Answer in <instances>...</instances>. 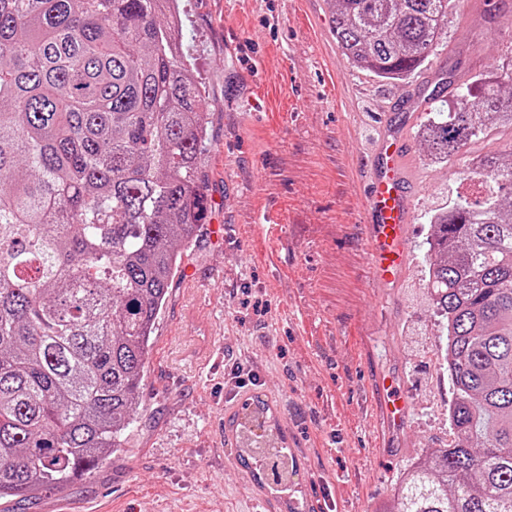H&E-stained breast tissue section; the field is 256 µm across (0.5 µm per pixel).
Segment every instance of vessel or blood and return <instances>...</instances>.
Listing matches in <instances>:
<instances>
[{"mask_svg":"<svg viewBox=\"0 0 512 512\" xmlns=\"http://www.w3.org/2000/svg\"><path fill=\"white\" fill-rule=\"evenodd\" d=\"M414 102L402 106L398 124L388 126L373 151L372 177L365 197L368 251L373 277L396 283L408 258V223L413 181L406 174L409 142L405 133ZM382 409L391 437H399L411 412L407 398L397 393L394 380H382Z\"/></svg>","mask_w":512,"mask_h":512,"instance_id":"1","label":"vessel or blood"}]
</instances>
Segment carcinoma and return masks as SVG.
<instances>
[{"label": "carcinoma", "instance_id": "carcinoma-1", "mask_svg": "<svg viewBox=\"0 0 512 512\" xmlns=\"http://www.w3.org/2000/svg\"><path fill=\"white\" fill-rule=\"evenodd\" d=\"M177 0H0V502L89 475L122 447L169 286L206 223L204 89L176 50ZM344 56L419 70L453 0H335ZM501 79L441 107L430 159L512 126ZM430 217L454 442L411 466L391 512H512V153ZM238 461L288 483V449L244 404ZM263 433L258 434L256 430Z\"/></svg>", "mask_w": 512, "mask_h": 512}]
</instances>
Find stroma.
<instances>
[{"label": "stroma", "mask_w": 512, "mask_h": 512, "mask_svg": "<svg viewBox=\"0 0 512 512\" xmlns=\"http://www.w3.org/2000/svg\"><path fill=\"white\" fill-rule=\"evenodd\" d=\"M179 41L208 98V221L176 277L147 359L142 404L121 451L9 512H295L315 491L336 512H381L405 470L454 440L452 391L423 279L432 211L462 192L472 159L512 153V132L430 161L409 129L417 181L409 263L397 285L371 278L362 186L398 104L420 89L456 107L512 68V0H455L427 64L386 81L354 66L332 32L333 0H177ZM397 377L411 413L395 454L379 384ZM260 396L296 473L258 485L230 418Z\"/></svg>", "instance_id": "stroma-1"}]
</instances>
